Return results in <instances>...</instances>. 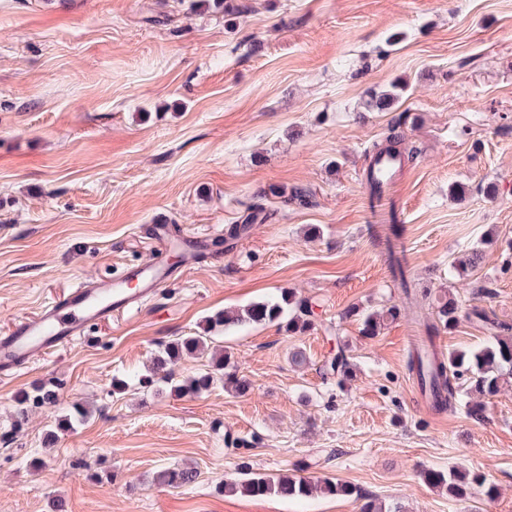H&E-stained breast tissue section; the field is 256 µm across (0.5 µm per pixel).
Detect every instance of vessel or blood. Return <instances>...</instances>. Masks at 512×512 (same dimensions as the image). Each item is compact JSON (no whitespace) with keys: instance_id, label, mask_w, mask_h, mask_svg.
<instances>
[{"instance_id":"obj_1","label":"vessel or blood","mask_w":512,"mask_h":512,"mask_svg":"<svg viewBox=\"0 0 512 512\" xmlns=\"http://www.w3.org/2000/svg\"><path fill=\"white\" fill-rule=\"evenodd\" d=\"M146 232L151 254L145 262L126 265L111 279L78 283L0 335V376H11L19 366L68 346L93 325L141 310L167 287L173 264L193 266L212 250L206 237L172 239L169 225L161 219L147 225Z\"/></svg>"}]
</instances>
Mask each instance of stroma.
<instances>
[{
    "instance_id": "1",
    "label": "stroma",
    "mask_w": 512,
    "mask_h": 512,
    "mask_svg": "<svg viewBox=\"0 0 512 512\" xmlns=\"http://www.w3.org/2000/svg\"><path fill=\"white\" fill-rule=\"evenodd\" d=\"M243 2L230 22L187 0H0V334L146 259L141 225L214 235L253 201L273 214L155 304L0 378V512L358 510L338 495L224 494L244 460L401 512H512V381L479 418L421 405L407 369L416 327L371 238L363 177L365 147L399 124L413 157L391 199L410 277L512 324V0ZM395 83L393 107L370 109ZM297 187L307 205L284 200ZM474 247L479 264L453 270ZM284 288L313 303L314 330L211 333L246 392L113 395V378L148 373L163 343ZM393 305L374 337L345 315ZM340 346L356 366L342 387L323 373ZM40 386L57 405L18 421V391ZM177 465L195 482H156ZM453 468L485 474L497 497L455 500L423 478Z\"/></svg>"
}]
</instances>
